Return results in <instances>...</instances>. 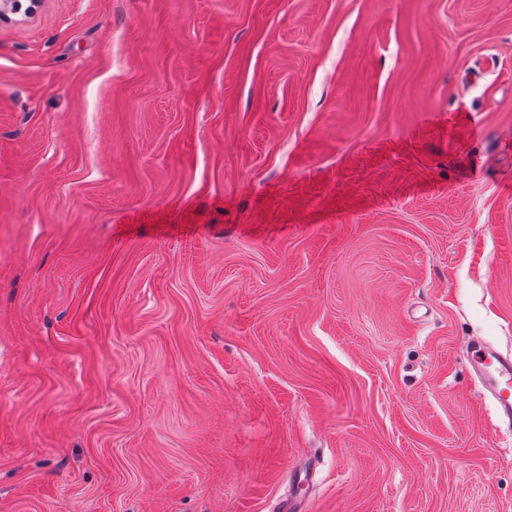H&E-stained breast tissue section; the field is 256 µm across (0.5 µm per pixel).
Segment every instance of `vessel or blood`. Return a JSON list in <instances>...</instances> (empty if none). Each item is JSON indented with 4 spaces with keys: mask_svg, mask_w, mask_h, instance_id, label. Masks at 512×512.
<instances>
[{
    "mask_svg": "<svg viewBox=\"0 0 512 512\" xmlns=\"http://www.w3.org/2000/svg\"><path fill=\"white\" fill-rule=\"evenodd\" d=\"M467 352L473 371L495 400L499 418L512 423V356L489 347L483 339L469 338Z\"/></svg>",
    "mask_w": 512,
    "mask_h": 512,
    "instance_id": "1",
    "label": "vessel or blood"
}]
</instances>
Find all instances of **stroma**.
Here are the masks:
<instances>
[{
	"label": "stroma",
	"mask_w": 512,
	"mask_h": 512,
	"mask_svg": "<svg viewBox=\"0 0 512 512\" xmlns=\"http://www.w3.org/2000/svg\"><path fill=\"white\" fill-rule=\"evenodd\" d=\"M512 0L0 22V512H512ZM467 352L473 371L495 400L499 418L512 423V356L502 355L480 337L469 338Z\"/></svg>",
	"instance_id": "35a3bbf8"
}]
</instances>
